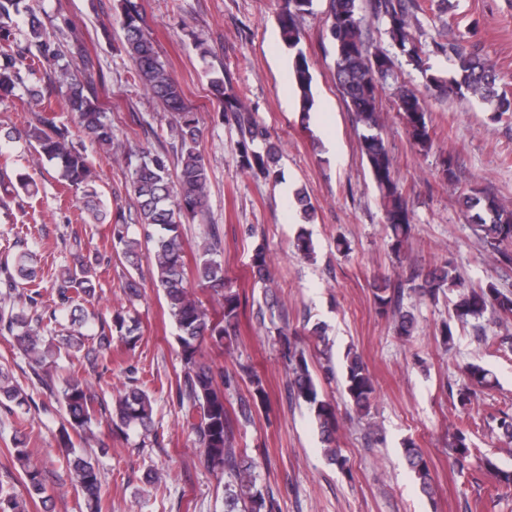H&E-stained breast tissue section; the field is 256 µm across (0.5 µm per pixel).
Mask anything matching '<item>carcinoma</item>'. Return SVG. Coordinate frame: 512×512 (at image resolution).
Segmentation results:
<instances>
[{
	"instance_id": "cac0c4a2",
	"label": "carcinoma",
	"mask_w": 512,
	"mask_h": 512,
	"mask_svg": "<svg viewBox=\"0 0 512 512\" xmlns=\"http://www.w3.org/2000/svg\"><path fill=\"white\" fill-rule=\"evenodd\" d=\"M312 2L283 0L278 14L283 43L297 50L290 78L297 89L298 108L304 118L314 106L313 77L305 55L298 49L303 34L296 19L308 11ZM369 7L372 15L385 24V33L395 55L371 49L364 35L365 17L359 13L357 0H329L328 32L334 46L336 83L356 122L367 131L361 139L360 149L378 192L391 251L399 259L405 255L411 238L412 213L395 178L393 157L381 136L378 112L379 88L392 75L395 57L406 58L408 64L425 74L428 91L440 96L467 93L489 105L498 117L512 113V92L499 85L494 65L462 42L446 47L433 43V51L445 53L453 62L452 79L443 80L429 73V50L412 31L411 21L416 7L413 0H369ZM121 27L123 49L132 62L135 76L176 118L171 132L180 146L179 171L171 172L167 154L145 151L136 163H127L126 189L137 205L138 223L143 227L144 239L152 245L153 284L161 289L169 317L178 331L182 370L176 381L177 405L203 448V465L227 477V497L242 502L241 512H275L274 496L256 488L251 467L239 461L233 447L224 395V384L231 383L232 376L214 369L202 354L204 343L222 348L224 342L236 335L241 305L239 294L224 272L223 248L216 230H211L209 242L202 247L194 274L222 300L221 316L209 313L195 295L186 269L181 224L203 213L208 201V168L199 149L202 129L183 87L162 60L143 14L130 0H125ZM44 67L51 69L48 86L42 88L28 82L29 77ZM19 91L26 95L29 111L37 113L36 123L22 134L6 131L0 134V140L12 142L25 138L40 160L52 164L58 183L81 193L82 210L89 217L87 223L110 225L113 251L131 270H139L141 243L130 237L125 214L112 211L101 199L96 188L97 175L86 149L88 143L101 148L112 146V122L99 110L90 96V88L71 71L70 63L65 61V55L51 39L42 18L28 0H0V99L14 97ZM56 92L65 97L68 111L77 120V139L68 125L59 124L55 118L45 115L51 110V97ZM210 93L222 104L224 120L235 122L241 130L242 139L237 143L239 168L265 177H277L279 150L269 142L261 150L256 148L255 142L266 133L253 121L231 81L211 80ZM396 97L398 112L409 138L418 151L428 153L433 147V132L420 98L406 85L397 88ZM22 193L30 197L35 194V185L29 177L24 173L12 177L0 168V209L9 208ZM457 203L473 232L495 260L511 266L512 209L502 205L495 196L473 187L462 191ZM70 254L72 264L66 266L57 278L58 302L54 308L42 312L38 311L42 293L37 283L41 272L37 255L22 247L0 259V288L5 289L8 296L17 294L21 300V306L17 308L0 307V335L12 339L13 346L28 359L32 376L43 391L63 406L66 425L60 432V444L65 449L70 479L82 493L86 512H103L99 463L88 454L77 451L72 436L82 442L88 441L93 423L104 418L112 426V432L125 439L132 432L144 440L154 439L153 400L146 389L132 384L109 405L75 369L67 378L58 380L57 359L62 355L76 356L90 336L97 340V347L87 357L92 368L98 364L99 357L110 350L112 336H118L132 348L141 340L139 320L128 313L117 311L109 321L90 322L81 302L97 295V272L93 262L83 254L80 237L73 238ZM250 268L258 280H267L263 245L254 248ZM449 285L458 288V292L450 321L440 328V336L446 345L453 341L454 321L478 320L488 312L505 318L512 316L511 294L502 292L492 282L476 287L458 284L454 268L447 262L428 270L412 290L422 297L435 299ZM401 292L403 284L393 285L388 279L372 284L377 312L383 315L394 311L397 334L409 338L415 330V319L407 311L396 310V294ZM62 318L68 320L69 326L62 328L54 346L43 347L44 336L55 334L56 325ZM278 334L283 336L288 359V387L308 406L330 461L343 469L347 459L336 447L339 429L336 407L320 398L304 353L292 345L288 331L280 329ZM248 378L252 404L258 407L265 403L266 390L257 374L250 371ZM492 383V374L487 369L475 363L465 365L457 388L458 403L466 407L476 390L488 388ZM344 390L351 408L360 416L368 415L376 388L362 358L351 350L345 355ZM6 403L22 407L28 403V398L13 383L9 372L1 367L0 404ZM13 451L23 472L26 497L0 491V512H28L29 499L38 498L47 503V488L23 441H16ZM448 458L459 473L469 469L472 460L479 459L497 484L512 491V471L500 468L490 457H478L477 449L471 446L464 431H458L449 442ZM405 461L421 492L433 498L434 478L429 464L411 442L405 448Z\"/></svg>"
}]
</instances>
